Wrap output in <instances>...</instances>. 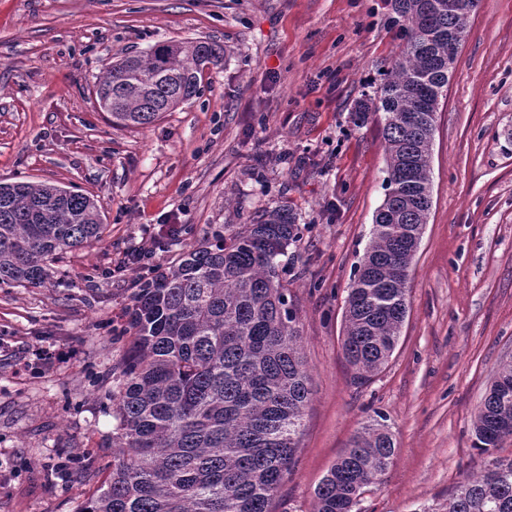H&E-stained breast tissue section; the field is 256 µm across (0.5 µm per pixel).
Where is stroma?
<instances>
[{
	"label": "stroma",
	"mask_w": 512,
	"mask_h": 512,
	"mask_svg": "<svg viewBox=\"0 0 512 512\" xmlns=\"http://www.w3.org/2000/svg\"><path fill=\"white\" fill-rule=\"evenodd\" d=\"M385 0H0V182L97 199L101 243L42 287L0 288V512H80L112 460V368L132 283L114 267L162 239L150 268L286 205L303 236L284 257L311 378L296 464L272 512H310L351 439L383 416L397 453L360 512H424L484 468L473 421L512 362V0H481L439 99L431 208L388 364L358 382L344 301L384 198L380 117L358 126L398 51ZM223 44L190 103L116 127L96 101L105 66L159 41ZM52 343L68 362L34 367ZM74 457L69 476L54 470Z\"/></svg>",
	"instance_id": "obj_1"
}]
</instances>
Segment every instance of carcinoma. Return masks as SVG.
<instances>
[{"instance_id": "cac0c4a2", "label": "carcinoma", "mask_w": 512, "mask_h": 512, "mask_svg": "<svg viewBox=\"0 0 512 512\" xmlns=\"http://www.w3.org/2000/svg\"><path fill=\"white\" fill-rule=\"evenodd\" d=\"M400 21L398 54L355 120L384 114V199L356 266L343 312L342 350L356 377L381 371L409 309L412 232L431 207L430 158L438 97L448 86V31L467 17L444 0H388ZM224 59L210 41L174 42L109 63L96 98L112 99V125L151 124L199 94ZM102 206L53 183H0V288L36 287L52 263L102 240ZM301 240L297 215L275 207L228 234L183 251L134 283L125 312L123 380L112 394V470L80 512H271L295 464L310 401L297 309L280 258ZM475 447L490 456L448 494L443 512H512V363L498 369L474 419ZM396 453L381 423L355 435L314 491L312 512H354Z\"/></svg>"}]
</instances>
